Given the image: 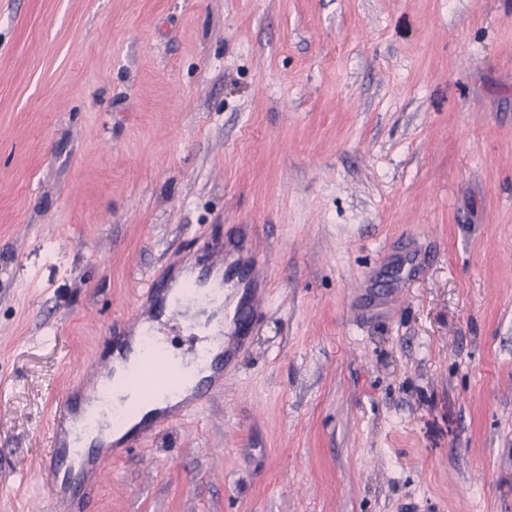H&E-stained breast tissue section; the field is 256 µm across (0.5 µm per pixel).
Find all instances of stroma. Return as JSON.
Listing matches in <instances>:
<instances>
[{
	"label": "stroma",
	"instance_id": "stroma-1",
	"mask_svg": "<svg viewBox=\"0 0 512 512\" xmlns=\"http://www.w3.org/2000/svg\"><path fill=\"white\" fill-rule=\"evenodd\" d=\"M224 388L67 512H512V0H0V512L197 238ZM264 259L256 252L239 245L232 250L224 249V261L211 271L213 290L200 293L195 289L190 275L179 282H156L147 285L142 294L148 306H164L176 313L184 323L188 320L191 308L204 309L214 307L216 312H224L223 292L229 289L241 290V301L253 300L265 294L264 284L258 270ZM222 292L218 297L216 289ZM224 288V289H223Z\"/></svg>",
	"mask_w": 512,
	"mask_h": 512
}]
</instances>
